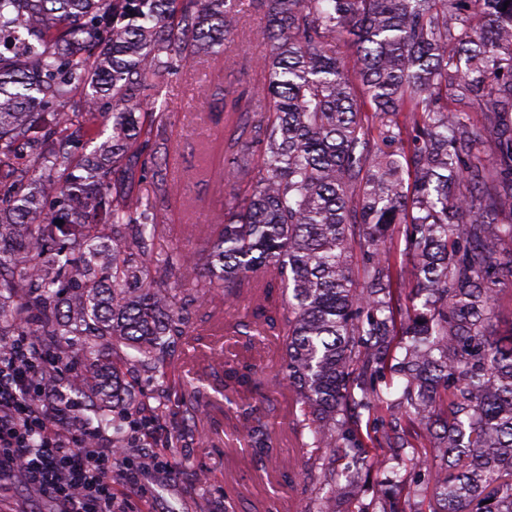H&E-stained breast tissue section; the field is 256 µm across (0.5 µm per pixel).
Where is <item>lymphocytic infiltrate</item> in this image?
Returning a JSON list of instances; mask_svg holds the SVG:
<instances>
[{
  "label": "lymphocytic infiltrate",
  "mask_w": 512,
  "mask_h": 512,
  "mask_svg": "<svg viewBox=\"0 0 512 512\" xmlns=\"http://www.w3.org/2000/svg\"><path fill=\"white\" fill-rule=\"evenodd\" d=\"M56 371L30 337L0 338V476L21 474L62 512H130L112 490L116 476L134 464L161 467V458L137 462L100 447L99 431L74 425L57 391L45 387Z\"/></svg>",
  "instance_id": "obj_1"
}]
</instances>
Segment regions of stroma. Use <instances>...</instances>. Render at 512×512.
Segmentation results:
<instances>
[{
    "label": "stroma",
    "mask_w": 512,
    "mask_h": 512,
    "mask_svg": "<svg viewBox=\"0 0 512 512\" xmlns=\"http://www.w3.org/2000/svg\"><path fill=\"white\" fill-rule=\"evenodd\" d=\"M261 80L257 67L247 73L226 69L223 62L209 55L197 56L179 75L156 77L166 98L170 114L168 145L173 160L185 178L186 192L166 204L169 226L207 224L214 213L224 207V199L209 183L195 176L203 144H211L210 164L215 175H223L222 139L224 115L219 107L226 86L240 78ZM112 362L121 372L123 383L134 404L137 417L149 419L154 439L147 447L130 442L134 457L160 453L168 466L163 470H142L130 467L117 476L116 493L131 501L135 512H274L281 501L291 495L289 481H301L302 469L285 475L281 460L289 453L307 459V449H292L280 443L272 459L259 458L254 449L230 444L224 434V412L215 410L206 430H199L187 412L191 389L189 385L157 383L151 372L126 363L122 350H113ZM391 411L380 409L375 419L361 417L357 425L364 436L368 455L383 459L384 468L369 472H351L352 480L363 484L361 497L342 498L339 512H355L358 502H369L380 489L389 468L400 474L409 471L413 454L437 456L434 448H382L377 443L376 421L390 422ZM10 512H57L56 503L30 487L18 474L6 477Z\"/></svg>",
    "instance_id": "1"
}]
</instances>
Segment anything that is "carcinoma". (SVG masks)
Returning a JSON list of instances; mask_svg holds the SVG:
<instances>
[{
	"mask_svg": "<svg viewBox=\"0 0 512 512\" xmlns=\"http://www.w3.org/2000/svg\"><path fill=\"white\" fill-rule=\"evenodd\" d=\"M253 5L269 51L261 81L224 91V211L171 244L164 204L184 186L150 78L199 54L236 65L237 0H0V326L83 360L92 422L120 448L132 411L102 346L172 380L181 289L245 300L228 331L278 338L293 430L318 450L302 512L352 492L319 453L364 464L349 417L391 404L396 380L387 447L420 428L454 469L413 459L411 493L512 512V334L490 340L512 281V0ZM259 386L253 359L224 361V419L268 451L273 420L241 401ZM398 483L357 512H400Z\"/></svg>",
	"mask_w": 512,
	"mask_h": 512,
	"instance_id": "1",
	"label": "carcinoma"
}]
</instances>
